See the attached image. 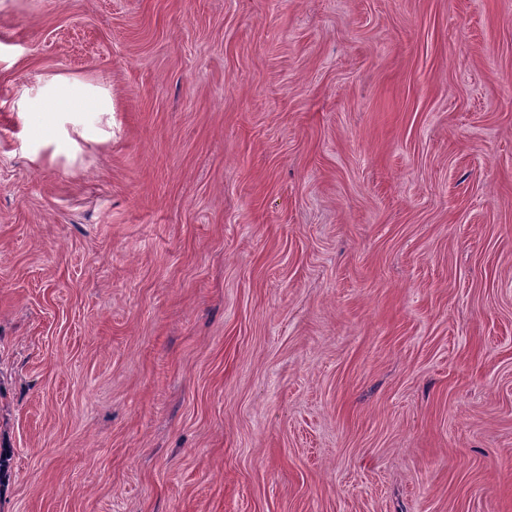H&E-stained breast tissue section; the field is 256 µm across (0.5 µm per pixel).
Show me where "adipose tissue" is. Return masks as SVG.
Returning a JSON list of instances; mask_svg holds the SVG:
<instances>
[{
  "label": "adipose tissue",
  "instance_id": "1",
  "mask_svg": "<svg viewBox=\"0 0 512 512\" xmlns=\"http://www.w3.org/2000/svg\"><path fill=\"white\" fill-rule=\"evenodd\" d=\"M15 110L24 131L37 137L50 130L56 132V151L66 154L75 150L77 143L64 127V116L71 112H89L99 119L111 117L112 94L104 84L56 75L28 88L17 101Z\"/></svg>",
  "mask_w": 512,
  "mask_h": 512
}]
</instances>
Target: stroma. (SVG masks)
Segmentation results:
<instances>
[{"label": "stroma", "mask_w": 512, "mask_h": 512, "mask_svg": "<svg viewBox=\"0 0 512 512\" xmlns=\"http://www.w3.org/2000/svg\"><path fill=\"white\" fill-rule=\"evenodd\" d=\"M1 444L0 512H512V0H0ZM15 112L24 133L36 137L51 130L57 131L56 154H68L77 143L63 124V117L70 112H91L96 122L103 118L110 131L94 127L97 134L112 136V94L102 83H90L75 76L56 75L40 79L16 102Z\"/></svg>", "instance_id": "35a3bbf8"}]
</instances>
